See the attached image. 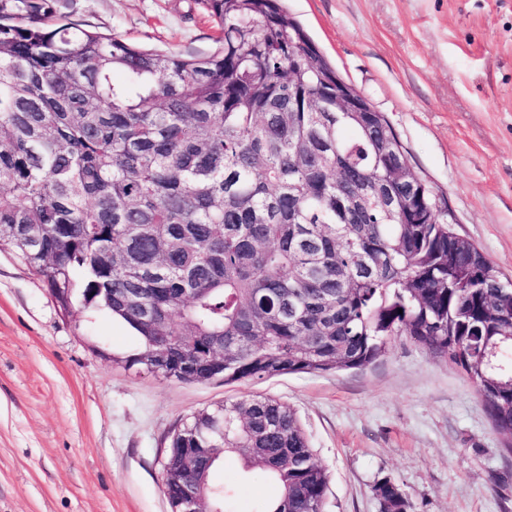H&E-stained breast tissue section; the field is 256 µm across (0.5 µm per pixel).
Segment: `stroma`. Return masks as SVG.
I'll return each mask as SVG.
<instances>
[{"label":"stroma","mask_w":512,"mask_h":512,"mask_svg":"<svg viewBox=\"0 0 512 512\" xmlns=\"http://www.w3.org/2000/svg\"><path fill=\"white\" fill-rule=\"evenodd\" d=\"M343 79L383 112L453 230L512 279V0H281ZM58 16L182 54L213 49L194 0H55ZM139 347L101 307L62 311L43 278L0 251V512H170L161 473L191 413L288 403L329 473L323 512H512V455L481 397L406 336L362 369L231 385L119 364ZM232 512L279 495L233 455L214 474ZM373 493L379 501L381 512H407L408 501L398 484L389 478L378 480Z\"/></svg>","instance_id":"stroma-1"}]
</instances>
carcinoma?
Listing matches in <instances>:
<instances>
[{
    "mask_svg": "<svg viewBox=\"0 0 512 512\" xmlns=\"http://www.w3.org/2000/svg\"><path fill=\"white\" fill-rule=\"evenodd\" d=\"M196 2L219 36L183 55L0 0V248L127 326L126 367L188 362L186 382L362 369L407 336L464 372L512 454L509 279L432 220L423 182L394 178L407 159L383 113L335 111L336 68L278 0ZM171 447L260 469L280 486L261 512L324 507L327 470L276 398L196 411ZM220 459L165 480L169 504L197 490L227 512ZM373 493L407 512L391 479Z\"/></svg>",
    "mask_w": 512,
    "mask_h": 512,
    "instance_id": "obj_1",
    "label": "carcinoma"
}]
</instances>
